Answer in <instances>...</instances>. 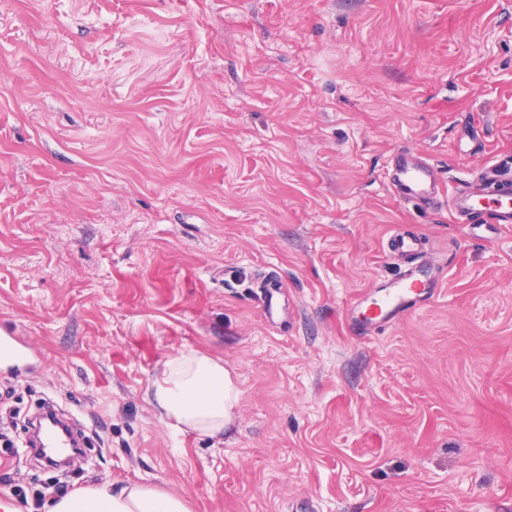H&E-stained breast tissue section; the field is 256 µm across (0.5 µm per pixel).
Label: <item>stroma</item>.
I'll return each mask as SVG.
<instances>
[{"label": "stroma", "mask_w": 512, "mask_h": 512, "mask_svg": "<svg viewBox=\"0 0 512 512\" xmlns=\"http://www.w3.org/2000/svg\"><path fill=\"white\" fill-rule=\"evenodd\" d=\"M402 148L459 187L512 155V0H0V333L28 353L0 473L191 512H512V227L413 209ZM396 232L445 281L354 336ZM189 349L240 389L215 437L153 405ZM47 403L78 469L24 446ZM274 289L269 290L268 293L259 299L258 307L262 316L269 320H273L275 315L283 310V305L280 302L282 296V289L286 288L282 281L275 282Z\"/></svg>", "instance_id": "1"}]
</instances>
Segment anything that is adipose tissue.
Segmentation results:
<instances>
[{"label":"adipose tissue","mask_w":512,"mask_h":512,"mask_svg":"<svg viewBox=\"0 0 512 512\" xmlns=\"http://www.w3.org/2000/svg\"><path fill=\"white\" fill-rule=\"evenodd\" d=\"M240 390L223 361L189 350L165 361L154 383L162 419L176 428L205 435L221 433L229 424ZM46 512H189L185 500L155 488L135 485L118 492L108 486H87L45 503Z\"/></svg>","instance_id":"obj_1"}]
</instances>
